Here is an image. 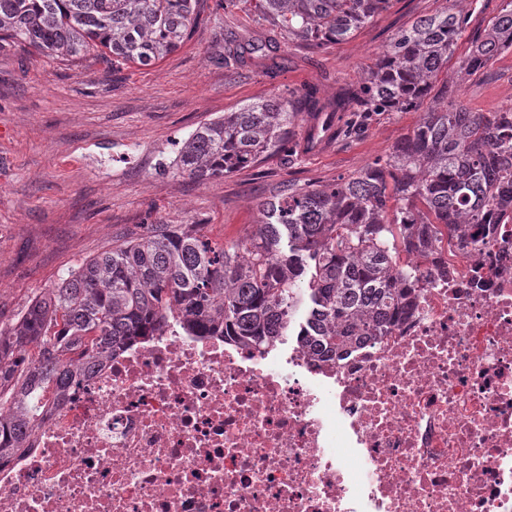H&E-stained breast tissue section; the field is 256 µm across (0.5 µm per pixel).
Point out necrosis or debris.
<instances>
[{
	"mask_svg": "<svg viewBox=\"0 0 512 512\" xmlns=\"http://www.w3.org/2000/svg\"><path fill=\"white\" fill-rule=\"evenodd\" d=\"M418 266L339 357L173 322L125 345L47 392L0 512H512V223Z\"/></svg>",
	"mask_w": 512,
	"mask_h": 512,
	"instance_id": "necrosis-or-debris-1",
	"label": "necrosis or debris"
}]
</instances>
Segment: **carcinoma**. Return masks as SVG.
I'll use <instances>...</instances> for the list:
<instances>
[{
  "label": "carcinoma",
  "instance_id": "cac0c4a2",
  "mask_svg": "<svg viewBox=\"0 0 512 512\" xmlns=\"http://www.w3.org/2000/svg\"><path fill=\"white\" fill-rule=\"evenodd\" d=\"M390 0H252L259 19L289 38L324 46L344 40ZM473 0L397 33L363 82L323 102L313 88L298 99L255 100L199 125L176 151L192 179L224 177L285 153L296 102L325 115L322 131L350 135L379 112L423 117L385 159L331 188L295 187L261 201L245 242L217 241L178 224H150L139 237L67 270L0 328V465L30 451L48 412V387L81 378L124 345L174 322L189 336H222L256 351L287 336L308 303L302 335L325 352L381 336L405 316L418 269L400 255L438 251L477 225L512 216V106L473 111L454 84L436 90L468 24ZM200 0H0V45L111 68L150 65L192 33ZM276 40H247L262 57ZM512 52V0L471 41L460 70L474 75Z\"/></svg>",
  "mask_w": 512,
  "mask_h": 512
}]
</instances>
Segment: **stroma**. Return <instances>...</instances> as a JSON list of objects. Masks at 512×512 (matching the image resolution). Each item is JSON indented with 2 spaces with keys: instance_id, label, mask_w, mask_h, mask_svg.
Listing matches in <instances>:
<instances>
[{
  "instance_id": "stroma-1",
  "label": "stroma",
  "mask_w": 512,
  "mask_h": 512,
  "mask_svg": "<svg viewBox=\"0 0 512 512\" xmlns=\"http://www.w3.org/2000/svg\"><path fill=\"white\" fill-rule=\"evenodd\" d=\"M446 0H391L340 42L311 47L281 39L263 59H237L235 35L267 33L251 6L203 0L189 39L150 66L110 68L87 57L53 59L19 47L0 50V326L71 265L137 238L148 224H196L241 241L259 219L258 202L291 187H331L392 152L421 120L383 112L354 135L293 162L282 155L203 181L180 175L175 142L204 122L259 98L317 88L325 100L362 82L391 38ZM462 99L486 111L512 105V54L460 78Z\"/></svg>"
}]
</instances>
